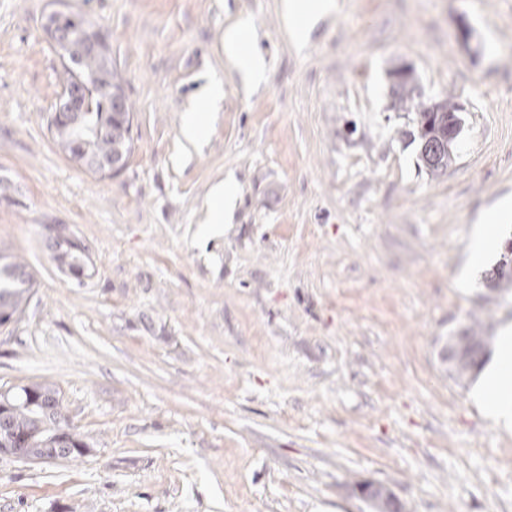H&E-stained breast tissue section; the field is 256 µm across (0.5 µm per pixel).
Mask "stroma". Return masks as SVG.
Instances as JSON below:
<instances>
[{"instance_id":"35a3bbf8","label":"stroma","mask_w":512,"mask_h":512,"mask_svg":"<svg viewBox=\"0 0 512 512\" xmlns=\"http://www.w3.org/2000/svg\"><path fill=\"white\" fill-rule=\"evenodd\" d=\"M281 0H66L105 35L134 113L125 169L81 167L47 130L64 98L53 0H0V251L36 292L0 327V392L51 382L88 455H0V512H512V434L439 351L512 322V280L461 290L471 231L512 201V0H338L303 47ZM251 18L265 76L222 49ZM463 107L446 173L419 167L412 113ZM224 88L207 138L182 112ZM239 191L204 237L215 179ZM85 247L58 259L52 226ZM224 96V90L220 85L205 87L197 97L196 107L187 112L183 119L181 134L183 140L195 146L205 130L206 112Z\"/></svg>"}]
</instances>
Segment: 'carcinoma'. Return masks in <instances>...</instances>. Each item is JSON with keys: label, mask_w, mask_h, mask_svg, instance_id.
Returning <instances> with one entry per match:
<instances>
[{"label": "carcinoma", "mask_w": 512, "mask_h": 512, "mask_svg": "<svg viewBox=\"0 0 512 512\" xmlns=\"http://www.w3.org/2000/svg\"><path fill=\"white\" fill-rule=\"evenodd\" d=\"M55 24L63 31L70 33L74 40L66 48L71 66L67 67L68 81L79 79L84 83L98 88L102 84L112 85V89L118 91L120 87L112 83V60L105 56H97L81 51V34L85 29V21L76 15L57 12ZM398 95V109L408 110L407 103L414 100L416 86L414 78H404L395 82ZM460 118L457 106L444 99L429 104L419 102L415 109L414 123L416 125L419 146L438 137L447 134L448 126L444 122L448 115ZM86 120L93 126H106L112 123V113L107 111L103 96H98L95 102V111L86 116ZM114 151L112 136L103 132L90 139L85 144V154L88 158H108ZM454 159L453 151H444L441 157L430 161L424 152H419L420 167L428 174L437 175L448 169V165ZM56 246L62 248L61 258L68 261V266L73 271H81L83 268L85 250L84 247L71 235L66 233V228L54 229ZM34 277L27 265L7 253H0V307L8 310L15 317L23 312L24 305L34 291ZM475 346V358L472 365L465 371L450 370V374L457 380L463 379L474 371L481 358L485 355V337L479 334L476 325L471 323L465 326ZM58 392L53 385L48 383H35L33 387L24 386L21 393L8 398L10 404V419L12 428L19 433L34 432L30 444V453L34 457H41L58 448L55 426L58 418L62 417L60 404L57 398Z\"/></svg>", "instance_id": "obj_1"}]
</instances>
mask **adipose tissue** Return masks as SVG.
Here are the masks:
<instances>
[{
    "label": "adipose tissue",
    "mask_w": 512,
    "mask_h": 512,
    "mask_svg": "<svg viewBox=\"0 0 512 512\" xmlns=\"http://www.w3.org/2000/svg\"><path fill=\"white\" fill-rule=\"evenodd\" d=\"M334 0H282L284 23L295 41H303L320 16L332 10ZM223 49L244 84L260 82L264 76V58L255 45V28L244 18L224 32ZM474 399L499 429L512 432V325L498 338L492 361L481 374Z\"/></svg>",
    "instance_id": "adipose-tissue-1"
}]
</instances>
